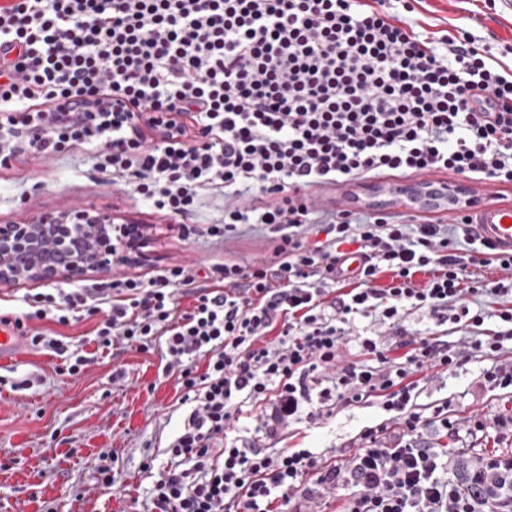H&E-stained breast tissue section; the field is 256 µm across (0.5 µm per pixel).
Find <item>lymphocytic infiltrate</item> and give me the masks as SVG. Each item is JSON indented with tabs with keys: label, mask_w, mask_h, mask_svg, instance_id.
<instances>
[{
	"label": "lymphocytic infiltrate",
	"mask_w": 512,
	"mask_h": 512,
	"mask_svg": "<svg viewBox=\"0 0 512 512\" xmlns=\"http://www.w3.org/2000/svg\"><path fill=\"white\" fill-rule=\"evenodd\" d=\"M37 102L62 118L19 125L14 148L50 157L84 146L99 172L128 178L174 217L219 189L224 218L211 236L241 224L278 235L275 261L225 264L215 288L200 285L199 266L175 265L28 296L14 321L71 376L96 362L62 334L83 318L98 317L101 350L160 347L189 414L142 512H302L344 487L354 493L341 512H497L481 489L512 455L489 452L453 471L447 451L422 438L428 425L454 428L447 409L423 417L417 375L477 356L492 361L482 386L512 389V363L499 361L512 341V252L481 239L463 210L443 224L364 213L355 195L334 209L314 197L392 172L512 184V78L470 32L415 31L386 0H16L0 8V121ZM78 106L99 120L66 118ZM141 112L172 120L149 141ZM483 267L498 278L480 276ZM181 294L193 299L182 313ZM489 295L491 332L476 305ZM412 310L462 342L415 337L396 356L361 336L362 360H344L356 318L398 331ZM34 320L49 329L29 330ZM371 397L389 418L348 458L229 438L248 403L267 405L259 419L273 437L306 408L330 415ZM388 430L392 440H380Z\"/></svg>",
	"instance_id": "f902f5d3"
}]
</instances>
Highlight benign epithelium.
I'll return each mask as SVG.
<instances>
[{
	"instance_id": "1",
	"label": "benign epithelium",
	"mask_w": 512,
	"mask_h": 512,
	"mask_svg": "<svg viewBox=\"0 0 512 512\" xmlns=\"http://www.w3.org/2000/svg\"><path fill=\"white\" fill-rule=\"evenodd\" d=\"M140 244L130 226H116L109 215L80 206L0 224V285L110 273Z\"/></svg>"
}]
</instances>
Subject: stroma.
<instances>
[{
	"mask_svg": "<svg viewBox=\"0 0 512 512\" xmlns=\"http://www.w3.org/2000/svg\"><path fill=\"white\" fill-rule=\"evenodd\" d=\"M391 9L407 12L411 22L431 32L464 28L495 61L512 68V0H393ZM78 205L109 213L119 223L145 225L148 244L137 264L73 283L64 279V288H94L113 277L147 279L177 264L214 267L275 258L277 236L268 227L241 224L221 240L208 235L224 208L219 194L204 195L192 218L174 219L148 206L124 181L97 172L80 148L49 159L19 153L0 166V224ZM96 325V318L83 319L62 333L73 345L98 353L92 342ZM98 355L79 377L56 373L59 358L28 344L0 357V375L33 380L24 391L0 388V512H138L134 501L153 482L142 465L149 458L155 467L165 465L164 450L189 408L177 403L178 379L165 372L160 348ZM483 366L477 357L453 373L432 367L421 374L420 410L429 417L447 407L456 429L447 438L449 447L512 448V434L497 426L499 416L512 409V391L481 386ZM385 418L372 400L329 417H301L269 441L256 433L255 419L244 417L240 438L265 448H310L331 458L340 450L354 453L361 433ZM106 450L118 472L111 490L98 483L99 455Z\"/></svg>",
	"mask_w": 512,
	"mask_h": 512,
	"instance_id": "35a3bbf8",
	"label": "stroma"
}]
</instances>
